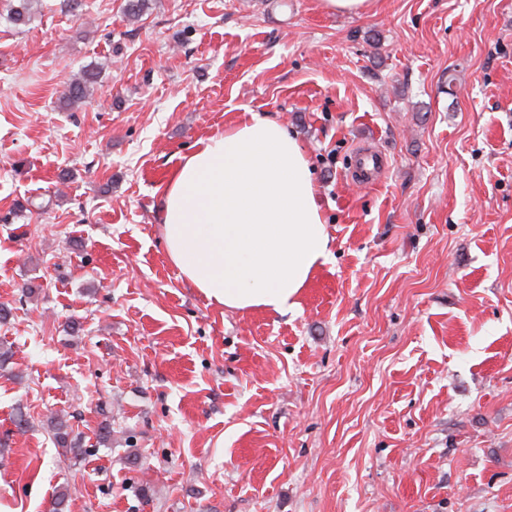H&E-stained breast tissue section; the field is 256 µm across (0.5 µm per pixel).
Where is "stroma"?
I'll use <instances>...</instances> for the list:
<instances>
[{
  "mask_svg": "<svg viewBox=\"0 0 512 512\" xmlns=\"http://www.w3.org/2000/svg\"><path fill=\"white\" fill-rule=\"evenodd\" d=\"M16 4L0 503L512 512V0H30L19 26ZM248 112L296 132L330 237L285 314L209 304L161 233L173 171ZM362 142L384 167L359 181ZM374 0H320L323 8L329 12L361 15L372 6Z\"/></svg>",
  "mask_w": 512,
  "mask_h": 512,
  "instance_id": "obj_1",
  "label": "stroma"
}]
</instances>
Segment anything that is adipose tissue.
<instances>
[{
  "mask_svg": "<svg viewBox=\"0 0 512 512\" xmlns=\"http://www.w3.org/2000/svg\"><path fill=\"white\" fill-rule=\"evenodd\" d=\"M159 211L168 258L184 283L232 311L295 309L330 253L296 134L252 112L184 157Z\"/></svg>",
  "mask_w": 512,
  "mask_h": 512,
  "instance_id": "1",
  "label": "adipose tissue"
}]
</instances>
